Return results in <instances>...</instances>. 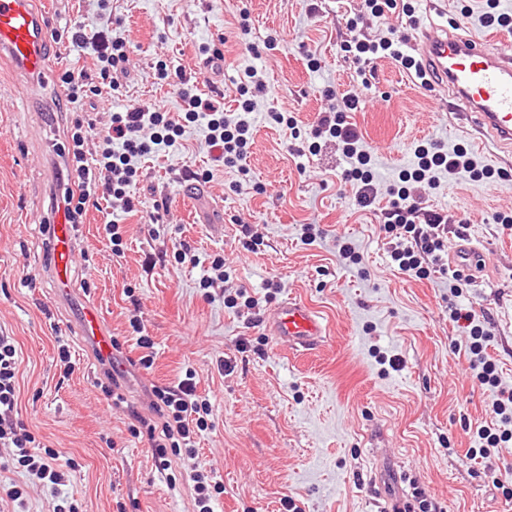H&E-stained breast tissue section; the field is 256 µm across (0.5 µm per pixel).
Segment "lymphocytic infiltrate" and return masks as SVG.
Returning a JSON list of instances; mask_svg holds the SVG:
<instances>
[{"label":"lymphocytic infiltrate","instance_id":"obj_1","mask_svg":"<svg viewBox=\"0 0 512 512\" xmlns=\"http://www.w3.org/2000/svg\"><path fill=\"white\" fill-rule=\"evenodd\" d=\"M72 38L82 43L93 56L102 77H109L111 71L121 69L127 60L123 42L109 38L104 32L89 38L76 32ZM264 88L261 72L251 69L247 84L239 89L242 96L239 109L229 114L196 93L194 87L180 88L184 123L202 127L206 132V143L216 151L218 160L228 166L236 165L247 154L254 130L255 96ZM358 104L357 97L351 94L328 96L317 114L314 132L340 139L344 154L355 160V167L345 170L343 178L352 182L357 205L368 208L375 204L378 189L373 176L363 169L368 154L359 147L361 137L347 121L348 113L357 110ZM182 125L173 122L157 105L129 104L112 113L110 124L100 138L99 151L90 156L84 150L89 128L83 120H75L61 192V201L70 221L78 222L103 184L107 185L112 197L122 199L125 211H133L135 203L127 189L138 173L139 160L151 154L177 150L183 134ZM416 155V169L403 174L402 185L389 189L390 200L381 214L382 229L390 239L392 261L400 270L424 279L448 273L443 243L448 219L421 207L409 188L410 183L434 184V173L438 170L451 175L466 172L473 178L483 177L484 172L466 151L460 149L448 153L433 144L420 148ZM18 365V352L11 337L0 336V446L11 445L15 450L14 462L29 475L54 486L63 484L65 473L57 463L58 452L37 442L15 415ZM151 404L160 415L161 424L155 425L144 419L140 425L151 443L156 463L165 468L171 457H181L186 475L193 484L196 512H213V500L223 493L224 487L213 483L195 462L197 441L209 427L212 408L207 400L199 399L194 374L186 373L173 386L154 387Z\"/></svg>","mask_w":512,"mask_h":512}]
</instances>
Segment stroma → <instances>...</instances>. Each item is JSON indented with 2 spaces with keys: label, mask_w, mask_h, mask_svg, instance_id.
Wrapping results in <instances>:
<instances>
[{
  "label": "stroma",
  "mask_w": 512,
  "mask_h": 512,
  "mask_svg": "<svg viewBox=\"0 0 512 512\" xmlns=\"http://www.w3.org/2000/svg\"><path fill=\"white\" fill-rule=\"evenodd\" d=\"M103 16L99 0H34L51 22L47 47L57 72L30 90L8 62L0 63V335L19 353L18 417L41 443L73 468L53 488L15 468L0 447V486H20L22 502L0 493V512H195L194 491L179 459L158 471L150 443L132 432L134 421L113 408L101 389L104 367L78 331L86 305H96L116 346L120 392L147 413L153 387L170 386L193 372L208 396L212 426L198 445L197 463L224 486L216 512H279L289 496L303 512H384L387 500L410 498L421 488L440 512H512V499L493 475L512 472V442L488 474L480 427L499 428L492 390L470 367L465 323L448 319L449 304L474 314L490 333L499 390L512 392V236L496 224L512 214V157L496 161L471 155L491 177L462 175L423 188L422 204L448 217L447 251L463 241L483 249L484 270L468 277L462 294L443 278L420 279L398 270L380 228V213L359 209L335 142L295 154L289 130L268 112L291 113L309 135L327 91L359 97L349 120L371 154L382 183L397 179L419 145L445 150L467 145L448 127V103L423 88L414 74L388 58L371 61L365 77L340 49L362 32L379 39L410 37L417 15L455 22L480 35L485 0H433L415 4V17L349 20L360 0H111ZM250 15L249 31L237 25ZM111 30L125 44L128 62L115 88H103L90 104L61 99L60 75L68 70L94 78L87 52L73 32ZM276 34V49L263 43ZM221 41L224 66L203 68L198 47ZM319 58L311 72L308 56ZM167 67L170 76L160 79ZM259 68L267 88L246 165L248 176L213 161L205 132L186 127L176 151L142 159L128 189L141 205L123 212L118 200L99 193L76 233L72 288H52L46 236L40 226L56 201L76 116L93 123L85 142L98 149L112 111L128 100L157 103L181 117L178 74L191 77L204 97L237 106L245 72ZM166 203L164 224L150 221L154 203ZM116 220L123 252L113 254L104 229ZM320 224L315 242L301 227ZM259 248H242L241 225ZM361 257L340 258L337 236ZM190 246L191 259L181 256ZM224 259L226 288L201 282L214 256ZM246 289L256 308L225 307V289ZM294 297L316 309L327 328L325 343L298 357L268 336L263 321L279 301ZM141 322L154 346L151 368H142L132 321ZM67 343L70 363L58 357ZM247 351H240V344Z\"/></svg>",
  "instance_id": "obj_1"
}]
</instances>
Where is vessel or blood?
Instances as JSON below:
<instances>
[{"label": "vessel or blood", "instance_id": "b4317fda", "mask_svg": "<svg viewBox=\"0 0 512 512\" xmlns=\"http://www.w3.org/2000/svg\"><path fill=\"white\" fill-rule=\"evenodd\" d=\"M31 3L32 0H0V57L8 58L19 73L34 83L54 65L46 48L44 21ZM409 47L421 58L434 90L447 93L452 111L466 120L473 145L484 149L492 144L512 150V42L493 43L485 37L455 33L428 19L418 25ZM46 222L53 251L52 283L65 292L71 284L75 226L61 210L51 211ZM265 328L279 345L297 353H310L326 339L321 315L291 297L270 309ZM80 333L101 354H111L112 338L95 305L85 308Z\"/></svg>", "mask_w": 512, "mask_h": 512}]
</instances>
